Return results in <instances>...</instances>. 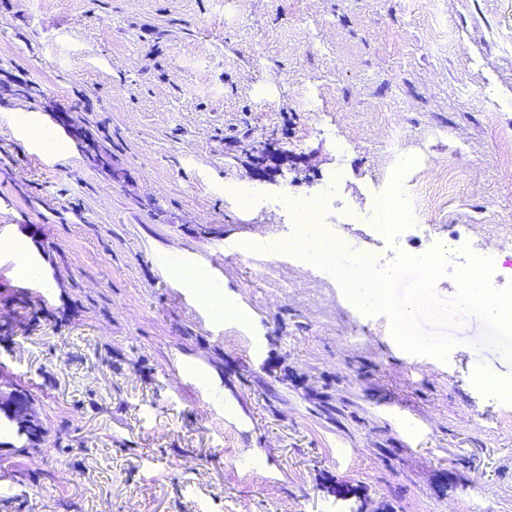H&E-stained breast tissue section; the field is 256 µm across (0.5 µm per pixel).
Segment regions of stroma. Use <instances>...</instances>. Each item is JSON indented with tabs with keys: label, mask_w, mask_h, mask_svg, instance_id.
<instances>
[{
	"label": "stroma",
	"mask_w": 512,
	"mask_h": 512,
	"mask_svg": "<svg viewBox=\"0 0 512 512\" xmlns=\"http://www.w3.org/2000/svg\"><path fill=\"white\" fill-rule=\"evenodd\" d=\"M511 34L512 0H0V240L35 267L0 262V371L47 429L0 423V512H355L336 480L376 512H512L488 322L420 319L453 344L406 350L284 249L280 204L337 178L310 241L385 270L382 182L422 226L397 253L512 256ZM54 120L90 160L96 163H104L102 154L92 147L91 140L79 126L72 122L68 113L56 112L54 114ZM176 276L183 284L195 289L202 303L216 316L224 317V315L232 313L233 308L224 303V294H220L212 288L206 267L200 265L181 267L177 270Z\"/></svg>",
	"instance_id": "stroma-1"
}]
</instances>
